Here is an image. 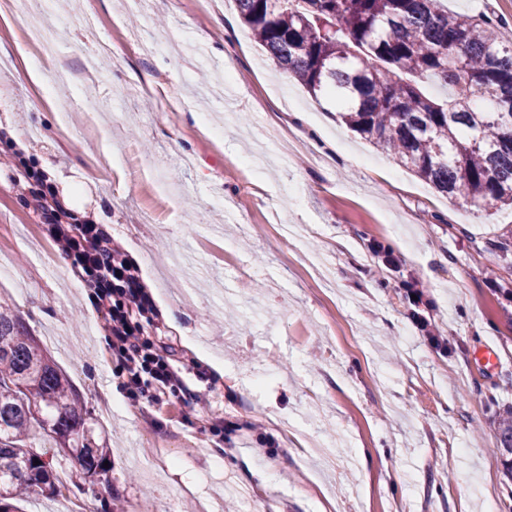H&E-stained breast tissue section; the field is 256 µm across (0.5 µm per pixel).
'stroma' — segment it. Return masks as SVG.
Listing matches in <instances>:
<instances>
[{"mask_svg": "<svg viewBox=\"0 0 512 512\" xmlns=\"http://www.w3.org/2000/svg\"><path fill=\"white\" fill-rule=\"evenodd\" d=\"M500 23L512 0H448ZM52 0L56 50L24 34L23 0H0V128L12 131L82 216L135 257L178 357L208 366L210 406L182 421L111 399L103 319L0 157V278L26 330L80 393L110 450L85 478L43 430L32 447L68 480L23 512H512L498 418L512 408V270L497 246L512 211L436 192L273 71L231 0ZM109 54H100L101 44ZM34 67L41 84L19 83ZM401 257L380 269L371 247ZM425 284L448 351L419 338L405 284ZM492 348L497 366L482 353ZM258 419L279 441L222 451L213 418ZM332 448L321 470L310 438Z\"/></svg>", "mask_w": 512, "mask_h": 512, "instance_id": "obj_1", "label": "stroma"}]
</instances>
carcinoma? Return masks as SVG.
Listing matches in <instances>:
<instances>
[{
    "label": "carcinoma",
    "mask_w": 512,
    "mask_h": 512,
    "mask_svg": "<svg viewBox=\"0 0 512 512\" xmlns=\"http://www.w3.org/2000/svg\"><path fill=\"white\" fill-rule=\"evenodd\" d=\"M271 64L330 102L343 122L438 192L486 211L512 209V42L498 22L443 0H234ZM451 90L439 100L421 83ZM87 478L109 449L79 394L0 301V512H20L58 476L27 448L33 427ZM512 456V414L499 422ZM39 464H34V461Z\"/></svg>",
    "instance_id": "carcinoma-1"
}]
</instances>
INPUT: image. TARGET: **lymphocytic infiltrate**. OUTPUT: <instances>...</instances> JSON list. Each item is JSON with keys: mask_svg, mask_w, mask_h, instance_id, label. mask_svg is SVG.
Masks as SVG:
<instances>
[{"mask_svg": "<svg viewBox=\"0 0 512 512\" xmlns=\"http://www.w3.org/2000/svg\"><path fill=\"white\" fill-rule=\"evenodd\" d=\"M6 158L25 173L15 183L17 197L41 212L43 234L69 259L88 290L92 308L105 321L110 354L125 397L131 403L144 402L154 408L165 404L191 409L206 405V391L187 385L171 345L159 337L161 315L139 264L102 225L78 220L60 201L54 186L23 154L10 152ZM406 289L415 296L410 315L420 337L432 348L447 350L450 340L445 330L423 311L428 304L424 285L414 280ZM241 430L250 433L258 456L274 457L279 442L260 421L238 424L218 419L209 428L219 445L228 449L234 446L233 435Z\"/></svg>", "mask_w": 512, "mask_h": 512, "instance_id": "f902f5d3", "label": "lymphocytic infiltrate"}]
</instances>
